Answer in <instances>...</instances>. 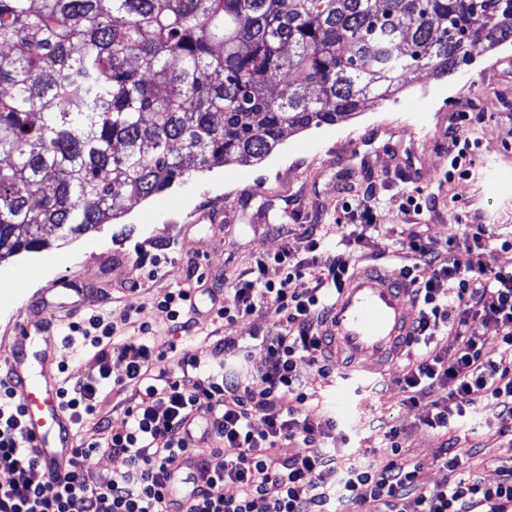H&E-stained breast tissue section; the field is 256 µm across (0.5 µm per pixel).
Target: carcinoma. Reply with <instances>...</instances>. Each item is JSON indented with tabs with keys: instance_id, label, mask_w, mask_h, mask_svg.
Instances as JSON below:
<instances>
[{
	"instance_id": "obj_1",
	"label": "carcinoma",
	"mask_w": 512,
	"mask_h": 512,
	"mask_svg": "<svg viewBox=\"0 0 512 512\" xmlns=\"http://www.w3.org/2000/svg\"><path fill=\"white\" fill-rule=\"evenodd\" d=\"M511 40L512 0H0V260Z\"/></svg>"
}]
</instances>
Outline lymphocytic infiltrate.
Here are the masks:
<instances>
[{"instance_id":"f902f5d3","label":"lymphocytic infiltrate","mask_w":512,"mask_h":512,"mask_svg":"<svg viewBox=\"0 0 512 512\" xmlns=\"http://www.w3.org/2000/svg\"><path fill=\"white\" fill-rule=\"evenodd\" d=\"M485 229L452 234L444 246L412 238V262L403 272L413 284L416 318L403 368L404 402L431 398L426 426L443 438L437 463L446 482L425 485L420 463L409 460L400 433H383L379 457L359 453L350 462L336 454V425L316 420L297 369L304 360L328 374L333 362L321 330L349 275L350 252L334 256L324 284L311 286L304 270L320 246L309 238L307 257L288 248L257 253L249 278L224 291L214 318L229 322L270 312L280 333L266 346L262 364L230 370L226 358L248 357L246 346L227 337L203 344L201 352L171 356L151 345L150 324L127 347L109 348L113 323L99 314L68 322L69 335L88 340L100 364L99 385L77 382L61 388V406L74 424L93 416L100 385L108 384L113 360L126 364L125 385L134 390L127 421H101L104 446L120 468L94 472L87 464L94 445H79L70 470L56 479H36L37 451L25 431L19 400L0 378V512H512V460L501 461V480L459 477L469 451L452 431L466 415L489 411L512 416V269L473 266L469 254ZM281 269L266 277L269 264ZM428 277H420L419 269ZM456 315H449V307ZM491 324L501 346L488 356L482 337L466 330L472 318ZM449 331L455 347L441 343ZM289 407H282V398ZM262 429H255V421ZM301 452L287 454L290 444ZM235 456H225V448ZM223 494H213L214 486Z\"/></svg>"}]
</instances>
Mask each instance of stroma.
<instances>
[{"mask_svg":"<svg viewBox=\"0 0 512 512\" xmlns=\"http://www.w3.org/2000/svg\"><path fill=\"white\" fill-rule=\"evenodd\" d=\"M474 63L442 78L408 79L389 103H366L352 119L335 125L286 131L280 145L258 163L231 162L195 172L184 181L146 200L117 202L116 220L74 241L57 243L46 231L48 247L0 260V355L17 344L15 316L27 301L63 281L92 283L97 294L81 302L83 312L96 311L117 330L123 345L139 336L141 322L153 326L150 338L175 354L197 349V341L234 337L251 343V360L261 364L264 340L277 326L264 313L234 322L214 320L212 307L224 301L211 294L215 279L232 283L254 265L258 252H305V230L315 227L321 240L315 264L305 279L322 278L332 255L343 252L342 234L364 233L354 256L356 266L408 264L407 244L413 234L445 242L456 229L486 225L493 235L491 250H473L472 263L512 267V43L487 52L476 49ZM471 143L462 166L467 177L449 178L451 160ZM365 200L376 227L360 228L361 213L346 210L351 198ZM417 198L421 210L409 206ZM286 235H279V228ZM156 279H149L151 269ZM199 280L192 335L174 331L160 319L156 305L183 287L188 270ZM32 273L34 287L19 291V271ZM141 306L139 316L121 318L129 303ZM38 347L49 369L65 367L66 379L97 382L100 365L91 346L65 338V325L53 322ZM302 379L318 404L317 414L335 418L347 437V449L378 445V423L396 427L408 454L423 465L421 479L429 485L447 480V470L433 464L442 439L424 421L427 402L402 404L399 368H390L372 386L350 393V409L336 402L342 383L308 363L299 366ZM130 391L104 389L96 398L97 415L76 428L79 439L97 444L91 466L98 471L120 462L100 448L98 419L122 425ZM512 417L479 412L462 422L458 434L473 447L467 468L486 481L498 480L492 459L512 457Z\"/></svg>","mask_w":512,"mask_h":512,"instance_id":"stroma-1","label":"stroma"}]
</instances>
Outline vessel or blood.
Segmentation results:
<instances>
[{
	"instance_id": "1",
	"label": "vessel or blood",
	"mask_w": 512,
	"mask_h": 512,
	"mask_svg": "<svg viewBox=\"0 0 512 512\" xmlns=\"http://www.w3.org/2000/svg\"><path fill=\"white\" fill-rule=\"evenodd\" d=\"M73 289L56 291L54 300L33 298L30 312L16 332L22 343L6 361V372L24 408L26 432L38 448L39 469L45 475L66 474L72 456L70 419L59 402L58 378L44 370L45 353L35 346L55 309L67 306ZM414 317L413 302L401 271L369 267L345 281L327 325L332 347L343 358L342 372L352 383L373 380L401 348Z\"/></svg>"
}]
</instances>
